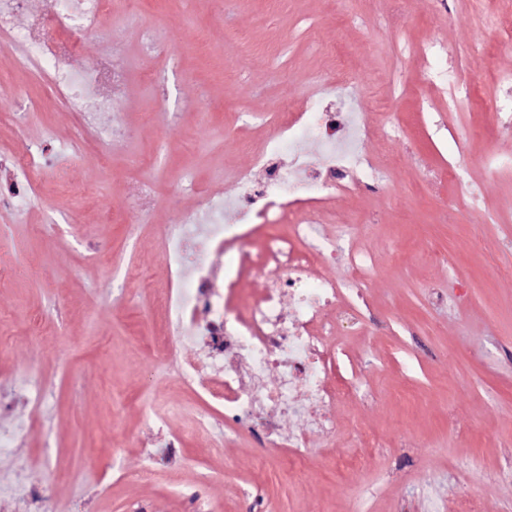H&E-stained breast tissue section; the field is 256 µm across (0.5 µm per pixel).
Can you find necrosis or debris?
Listing matches in <instances>:
<instances>
[{
  "label": "necrosis or debris",
  "mask_w": 512,
  "mask_h": 512,
  "mask_svg": "<svg viewBox=\"0 0 512 512\" xmlns=\"http://www.w3.org/2000/svg\"><path fill=\"white\" fill-rule=\"evenodd\" d=\"M111 13L112 0H48L41 10L34 9L33 0H0V36L12 51L13 69L42 75L77 114L69 138L56 143L57 152L72 157L93 152L107 167L112 164V146L124 131L100 123L98 115L111 111L113 90L124 76L114 68L108 49L96 68H80L75 33H101ZM401 55L429 85L447 90L449 111L470 110L475 85L462 65L449 64L445 43L431 37L407 40ZM343 88L359 90L352 69H344L336 80L316 76L305 111L283 106L273 113L275 131L256 156L263 180L239 173L234 200L203 197L196 213L163 229L168 270L179 283L162 292L159 301L168 311L172 335L202 338L211 356L208 376L189 364L183 382L222 405L225 416H250L253 430L270 439L280 438L277 417L298 414L296 391H304L319 416L329 414L341 394L336 384V331L343 318L356 312L365 284L379 270L375 257L359 245L361 225L329 226L321 205L341 194L387 187L394 161L383 147L401 131L391 118L399 98L379 101L373 124L361 112L331 111V102ZM13 124L26 146L15 159H0V170L9 176L0 191V205L22 212L39 193L35 173L44 148L26 142L24 112L15 113ZM316 133L321 136V164L288 172L280 162L283 148L299 149ZM230 207L246 216V223H225L224 211ZM260 224H284L288 232L268 235L255 258L247 246ZM215 251L235 258L220 281L207 261ZM331 259L345 267V274L317 277V270ZM251 267L267 276L269 285L258 301L241 311L232 295L239 275ZM288 297L293 308L287 313L283 302ZM273 369L279 379L270 386L265 377Z\"/></svg>",
  "instance_id": "necrosis-or-debris-1"
}]
</instances>
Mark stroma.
<instances>
[{
    "mask_svg": "<svg viewBox=\"0 0 512 512\" xmlns=\"http://www.w3.org/2000/svg\"><path fill=\"white\" fill-rule=\"evenodd\" d=\"M499 2L454 0L452 11L432 12L426 0H379L373 10L364 0H230L214 19L202 0H140L134 12L112 0L105 36L83 38L80 55L93 66L111 39L126 74L103 115L126 129L111 170L93 153H49L42 183L73 192L42 194L23 214L0 208V429L28 418L15 388L22 374L44 383L40 421L0 453V512H32L5 492L20 479L45 492L50 512H512V245L504 225L440 212L433 186L455 132L474 130L458 176L487 210L512 217V174L479 163L490 149L512 154V133L492 128L486 111L495 70L512 67L485 23ZM398 10L410 38L437 37L449 56L482 47L470 111H449L446 91L403 66ZM228 30L247 36L246 58L226 52ZM341 37L357 47L363 90L343 93L342 109H371L403 82L395 117L404 133L386 145L398 161L386 193L328 204L366 227L361 244L380 263L363 291L375 322L337 332L340 375L362 384L332 408L334 437L282 418V435H308L298 466L246 428L195 431L208 403L178 366L201 358L200 346L180 341L173 360L152 347L168 330L157 301L171 285L161 228L195 211L200 195H236L237 171L253 169V149L274 131L265 114L282 103L301 110L311 77L334 73L328 47ZM19 85L38 104L27 115L31 138L66 137L75 120L51 86L0 53L6 157L22 150L9 122ZM165 100L176 118L163 131L155 115ZM187 174L193 189L176 191ZM147 182L154 205L142 219L126 203ZM129 268L138 279H126ZM357 425L376 446L352 439Z\"/></svg>",
    "mask_w": 512,
    "mask_h": 512,
    "instance_id": "1",
    "label": "stroma"
}]
</instances>
